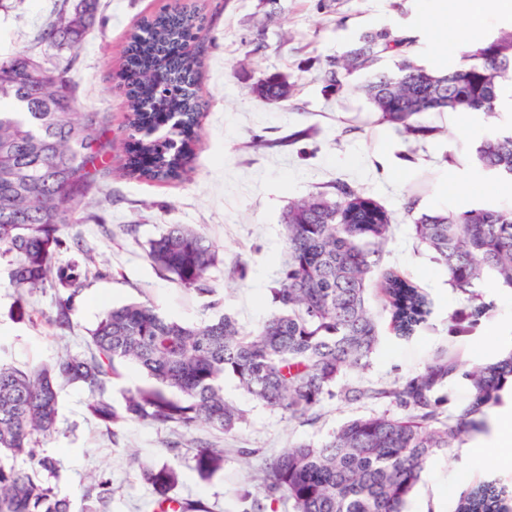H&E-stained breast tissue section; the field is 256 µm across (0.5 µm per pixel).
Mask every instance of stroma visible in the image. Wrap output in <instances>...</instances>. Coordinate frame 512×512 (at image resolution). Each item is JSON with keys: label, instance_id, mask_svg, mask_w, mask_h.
I'll return each mask as SVG.
<instances>
[{"label": "stroma", "instance_id": "1", "mask_svg": "<svg viewBox=\"0 0 512 512\" xmlns=\"http://www.w3.org/2000/svg\"><path fill=\"white\" fill-rule=\"evenodd\" d=\"M63 0H10L0 11V54L37 49L42 25ZM181 7L203 20L204 45L198 94L205 104L189 171L179 180L133 178L125 169L130 103L122 88L128 37L144 18ZM386 30L415 38L418 62L448 71L462 64L439 32L419 20V0H100L96 23L72 54L70 75L82 111L108 116L112 150L95 188L79 207L85 221L70 227L67 247L56 262L78 263L90 273L69 304L70 325H50L56 289L10 288L0 259V345L6 359L25 367L87 351L90 330L106 307L151 300L165 316L196 323L232 315L245 329L258 327L275 309L269 293L286 259L282 216L288 205L343 180L362 188L393 215V235L380 262L412 278L433 302L424 329L405 338L394 334L378 288L369 306L382 336L367 368L347 373L342 384L386 387L423 369L438 350L462 366L488 360L512 346V289L487 280L482 294L492 307L466 334L451 318L469 313L466 297L452 289L445 270L414 236L424 212L458 211L512 204V180L482 170L475 150L486 136L512 127V103L502 102L498 120L474 113L437 115L439 134L414 140L380 125L362 87L369 71L348 76L343 90L325 93L321 76L330 59L345 56L360 37ZM277 74L295 92L288 103L269 106L252 92L256 81ZM134 225L124 234L122 225ZM192 224L215 246L210 271L216 296L188 291L159 272L147 256L148 242L166 225ZM225 396L247 421L235 433L199 428L195 439L224 449V467L200 480L188 447L170 450L177 434L145 423L109 432L91 420L87 389L60 391L57 432L41 442L55 458L56 484L74 512L88 503L94 479H107L112 493L101 512H157L158 497L141 476L140 462L168 464L180 481L176 498L201 501L208 512H243L238 489L250 465L297 441L318 443L347 420L389 410L385 400L344 404L325 399L307 422L288 420L224 382ZM503 448L480 447L470 437L435 457L427 467L409 512H454L469 485L486 476L512 484V423ZM252 452L242 463L239 449Z\"/></svg>", "mask_w": 512, "mask_h": 512}]
</instances>
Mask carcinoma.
<instances>
[{
  "label": "carcinoma",
  "mask_w": 512,
  "mask_h": 512,
  "mask_svg": "<svg viewBox=\"0 0 512 512\" xmlns=\"http://www.w3.org/2000/svg\"><path fill=\"white\" fill-rule=\"evenodd\" d=\"M96 13L97 0H73L43 24L36 43L59 57L75 51ZM196 29L194 14L165 9L130 34L125 91L132 109V177L175 180L189 164L202 115L197 61L186 51ZM412 46L408 37L363 35L346 56L329 63L325 91L340 92L343 76L392 53L396 70L373 73L363 87L377 123L418 140L435 134L432 117L442 112L496 115L500 79L512 75L511 30L465 52L463 63L446 72L418 64ZM69 73L70 63H50L31 51L0 58V256L9 257L11 287L64 293L51 318L59 328L68 326L69 301L87 274L76 264L58 266L55 258L67 247L65 230L82 223L77 198L96 183L112 149L107 115L79 111ZM253 93L282 104L292 86L270 75L255 83ZM476 161L512 178V131L484 138ZM282 224L288 260L270 289L277 310L253 330L227 314L184 323L146 299L104 310L83 355L28 369L0 359V512H72L71 500L49 481L54 459L39 451L41 440L57 430L61 386L87 388L88 415L110 431L140 422L184 435L203 425L226 434L246 422L244 411L225 398L227 378L290 420L313 418L325 398L335 396L346 404L383 399L403 411L351 419L319 444L295 442L265 458L260 473L239 489V500L250 504L245 512H262V496L285 499L290 512H407L430 461L487 429L486 412L501 404L512 379V350L467 369L440 352L390 387L334 391L346 372L366 368L379 346L368 291L393 219L362 189L336 181L288 205ZM413 228L453 290L472 302L466 318L475 322L489 311L479 293L488 278L512 288L511 206L423 213ZM148 256L183 288L215 293L208 274L218 254L199 228L166 225L149 242ZM378 287L395 334L419 332L432 313L428 295L393 269L379 274ZM125 364L148 383L117 402L108 388ZM459 379L466 395L446 413L443 391ZM194 451L201 479L221 469L224 449L198 445ZM141 475L161 501H173L170 493L179 483L174 467L144 464ZM455 512H512V491L487 477L463 492Z\"/></svg>",
  "instance_id": "carcinoma-1"
}]
</instances>
